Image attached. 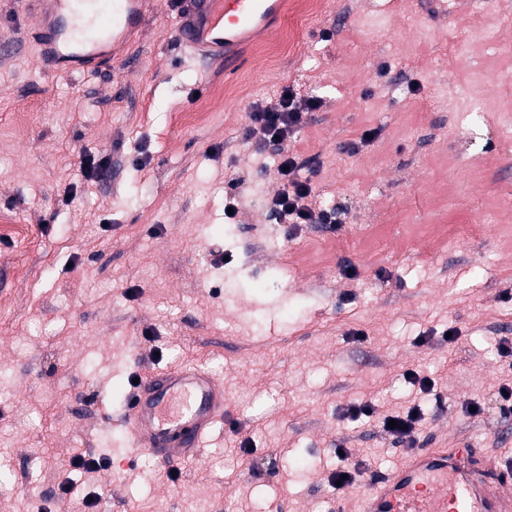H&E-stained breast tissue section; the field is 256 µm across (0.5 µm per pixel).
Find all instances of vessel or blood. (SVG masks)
Returning <instances> with one entry per match:
<instances>
[{"instance_id":"obj_1","label":"vessel or blood","mask_w":512,"mask_h":512,"mask_svg":"<svg viewBox=\"0 0 512 512\" xmlns=\"http://www.w3.org/2000/svg\"><path fill=\"white\" fill-rule=\"evenodd\" d=\"M19 11L35 21L39 58L104 66L112 60L105 43L125 46L142 30L146 0H19ZM283 12L284 0H182L174 30L193 57L229 66ZM227 415L223 381L183 364L139 379L124 421L131 447L171 464L198 457ZM358 498L360 512H512V465L476 448L417 452Z\"/></svg>"}]
</instances>
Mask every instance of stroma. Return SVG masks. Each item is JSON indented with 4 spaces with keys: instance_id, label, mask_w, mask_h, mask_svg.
Wrapping results in <instances>:
<instances>
[{
    "instance_id": "1",
    "label": "stroma",
    "mask_w": 512,
    "mask_h": 512,
    "mask_svg": "<svg viewBox=\"0 0 512 512\" xmlns=\"http://www.w3.org/2000/svg\"><path fill=\"white\" fill-rule=\"evenodd\" d=\"M34 38L0 0L16 46L0 55V212L22 229L0 237V512H88L91 496L99 512H333L337 444L384 474L405 460L379 418L420 403L406 369L453 402L497 391L512 0H326L291 49L268 60L259 38L230 71L181 50L169 0L91 72H44ZM289 84L325 99L289 148L332 230L271 217L276 154L243 137ZM88 154L110 156L106 176L85 178ZM182 363L221 376L229 415L173 470L129 446L122 417L134 378ZM361 401L374 418H341ZM506 431L453 405L428 410L417 445L512 459ZM77 452L109 464L73 469Z\"/></svg>"
}]
</instances>
